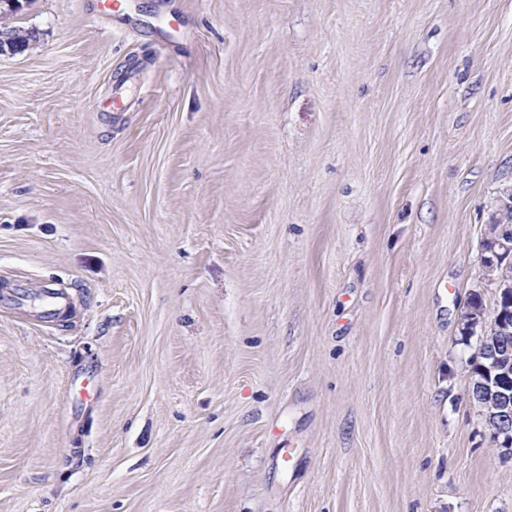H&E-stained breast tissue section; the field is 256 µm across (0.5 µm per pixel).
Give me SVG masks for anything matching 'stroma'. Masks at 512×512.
<instances>
[{
    "label": "stroma",
    "mask_w": 512,
    "mask_h": 512,
    "mask_svg": "<svg viewBox=\"0 0 512 512\" xmlns=\"http://www.w3.org/2000/svg\"><path fill=\"white\" fill-rule=\"evenodd\" d=\"M22 3L0 512H512L458 318L497 302L512 0Z\"/></svg>",
    "instance_id": "stroma-1"
}]
</instances>
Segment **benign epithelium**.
<instances>
[{
    "instance_id": "1",
    "label": "benign epithelium",
    "mask_w": 512,
    "mask_h": 512,
    "mask_svg": "<svg viewBox=\"0 0 512 512\" xmlns=\"http://www.w3.org/2000/svg\"><path fill=\"white\" fill-rule=\"evenodd\" d=\"M488 256L481 263L482 280L493 285L498 296L512 297V229L504 227L485 245ZM462 329L478 337L480 352L487 358L488 376L474 379L469 401L476 406L492 430L491 440L499 447L512 446V398L503 389L512 382V306L496 309L492 316L471 305L460 310Z\"/></svg>"
}]
</instances>
